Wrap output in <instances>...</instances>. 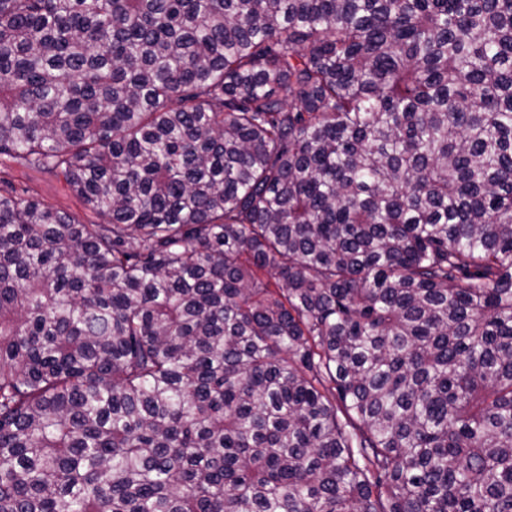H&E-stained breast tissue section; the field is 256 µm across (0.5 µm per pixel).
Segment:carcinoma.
Returning <instances> with one entry per match:
<instances>
[{
	"label": "carcinoma",
	"mask_w": 512,
	"mask_h": 512,
	"mask_svg": "<svg viewBox=\"0 0 512 512\" xmlns=\"http://www.w3.org/2000/svg\"><path fill=\"white\" fill-rule=\"evenodd\" d=\"M0 512H512V0H0ZM17 188H24L48 206L69 213L83 224L98 222L96 214L75 197L62 177L35 170L13 168L5 176Z\"/></svg>",
	"instance_id": "carcinoma-1"
}]
</instances>
